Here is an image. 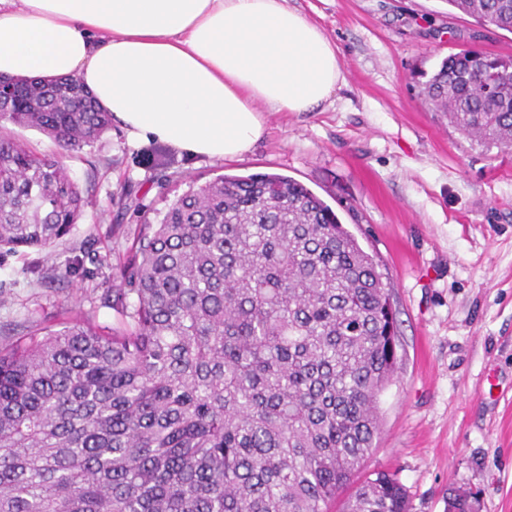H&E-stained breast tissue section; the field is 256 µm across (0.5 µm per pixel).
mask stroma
Here are the masks:
<instances>
[{
  "label": "stroma",
  "mask_w": 512,
  "mask_h": 512,
  "mask_svg": "<svg viewBox=\"0 0 512 512\" xmlns=\"http://www.w3.org/2000/svg\"><path fill=\"white\" fill-rule=\"evenodd\" d=\"M319 25L344 81L320 112H274L240 158L191 155L120 124L65 158L89 204L55 247L0 263V344L28 340L101 299L144 225L219 175L279 173L306 185L373 255L390 286L400 347L379 400L367 471L396 474L410 512H512V152L463 137L417 97L416 75L466 48L512 55V33L447 0H288ZM81 265L42 283L28 266Z\"/></svg>",
  "instance_id": "obj_1"
}]
</instances>
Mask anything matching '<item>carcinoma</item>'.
Here are the masks:
<instances>
[{
	"label": "carcinoma",
	"mask_w": 512,
	"mask_h": 512,
	"mask_svg": "<svg viewBox=\"0 0 512 512\" xmlns=\"http://www.w3.org/2000/svg\"><path fill=\"white\" fill-rule=\"evenodd\" d=\"M512 33V0H448ZM0 255L67 237L89 201L63 157L112 114L75 78L0 75ZM465 137L512 150V57L463 49L417 81ZM78 318L0 345V512H408L363 474L397 359L387 284L322 199L282 174L222 175L173 201ZM448 512H479L467 492ZM8 135L26 144L38 155L57 152L55 144L44 134L34 128H24L10 123H5L0 133Z\"/></svg>",
	"instance_id": "obj_1"
}]
</instances>
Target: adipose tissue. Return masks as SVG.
<instances>
[{
    "mask_svg": "<svg viewBox=\"0 0 512 512\" xmlns=\"http://www.w3.org/2000/svg\"><path fill=\"white\" fill-rule=\"evenodd\" d=\"M0 75L77 78L134 139L237 158L343 75L288 0H0Z\"/></svg>",
    "mask_w": 512,
    "mask_h": 512,
    "instance_id": "1",
    "label": "adipose tissue"
}]
</instances>
